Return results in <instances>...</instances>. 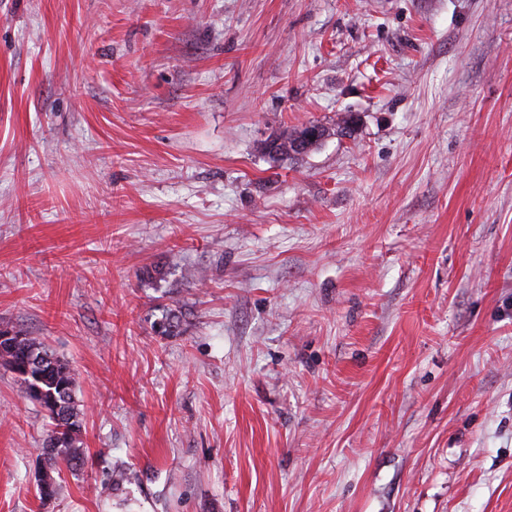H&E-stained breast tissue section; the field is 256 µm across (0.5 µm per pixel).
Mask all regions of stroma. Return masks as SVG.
Returning a JSON list of instances; mask_svg holds the SVG:
<instances>
[{
    "instance_id": "stroma-1",
    "label": "stroma",
    "mask_w": 512,
    "mask_h": 512,
    "mask_svg": "<svg viewBox=\"0 0 512 512\" xmlns=\"http://www.w3.org/2000/svg\"><path fill=\"white\" fill-rule=\"evenodd\" d=\"M0 321V512H512V0H0ZM308 126L312 127H320L323 129V131L326 134V128L319 124L310 123L309 125H305L303 127L293 128L292 130L284 131L280 136L275 138L273 140L274 142L278 144L275 145H266L265 150L268 152V154L272 155L273 157H276L278 159L283 160H295L298 159L300 155H303L305 153H295L293 150V143L294 141L302 135L304 132H306ZM1 329L11 330L15 337L12 350H0V365L20 380L27 395L42 407L51 421V429L39 448L44 473L38 484L39 499L45 504L59 493V483L53 474L59 477L63 467L77 472L87 459L85 448L77 446L83 429L74 399L78 380L69 365L51 354L38 337L9 322H1ZM13 357L22 366L20 375L10 368ZM33 387L39 389L38 397L30 396Z\"/></svg>"
}]
</instances>
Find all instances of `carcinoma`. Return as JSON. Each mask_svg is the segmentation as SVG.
<instances>
[{
	"label": "carcinoma",
	"instance_id": "cac0c4a2",
	"mask_svg": "<svg viewBox=\"0 0 512 512\" xmlns=\"http://www.w3.org/2000/svg\"><path fill=\"white\" fill-rule=\"evenodd\" d=\"M306 130L305 126L286 130L274 139L276 145L269 144L265 150L278 159L295 160L299 154L293 150V143ZM181 316L180 310L170 311L154 324V332L159 336L178 335ZM1 329L13 332L14 347L0 350V365L10 367L13 357L20 361L18 380L27 391L34 387L39 389L34 401L51 421V429L42 440L39 452L44 473V479L38 484L39 499L45 504L59 493L56 474L64 468L77 472L87 459L86 450L77 446L83 429L74 399L78 380L69 365L51 354L38 337L9 322L1 323Z\"/></svg>",
	"mask_w": 512,
	"mask_h": 512
}]
</instances>
